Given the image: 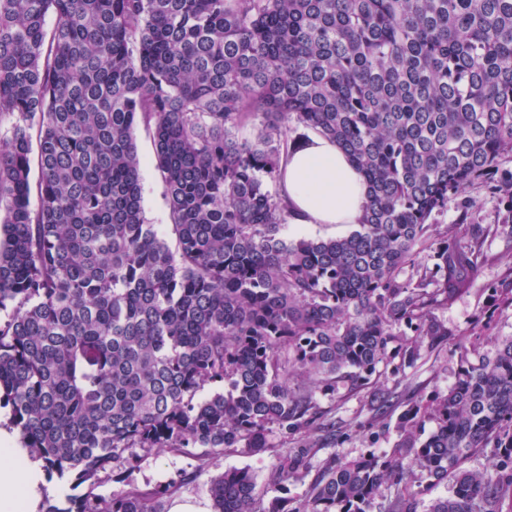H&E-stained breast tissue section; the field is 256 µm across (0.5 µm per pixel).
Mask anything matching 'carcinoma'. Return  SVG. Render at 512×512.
Wrapping results in <instances>:
<instances>
[{
    "instance_id": "obj_1",
    "label": "carcinoma",
    "mask_w": 512,
    "mask_h": 512,
    "mask_svg": "<svg viewBox=\"0 0 512 512\" xmlns=\"http://www.w3.org/2000/svg\"><path fill=\"white\" fill-rule=\"evenodd\" d=\"M141 124L172 246L145 216ZM309 131L369 188L341 238L283 234L275 184ZM509 155L512 0H0V408L48 474L84 487L40 512H163L167 486L97 493L151 448L260 450L271 425L338 441L316 392L365 386L397 325L441 335L432 309L469 289L477 254L432 239L433 216L489 179L512 214ZM463 361L447 394L406 399L386 450L312 478L317 441L282 449L270 486L308 483L295 507L261 506L232 468L213 512H374L390 489L386 512H416L448 482L429 512H503L512 339ZM393 399L376 391L374 417ZM490 445L492 471L466 467Z\"/></svg>"
}]
</instances>
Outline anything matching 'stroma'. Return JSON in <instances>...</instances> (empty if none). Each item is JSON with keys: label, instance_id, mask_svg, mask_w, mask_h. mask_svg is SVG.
<instances>
[{"label": "stroma", "instance_id": "stroma-1", "mask_svg": "<svg viewBox=\"0 0 512 512\" xmlns=\"http://www.w3.org/2000/svg\"><path fill=\"white\" fill-rule=\"evenodd\" d=\"M142 162L143 206L149 221L167 231L170 222L165 185L154 166V144L145 127L136 130ZM508 215L496 182H475L460 198L450 201L448 210L436 214L435 223L454 228L462 243L475 245L479 271L471 288L450 304L435 310L433 321L443 331L438 343L423 341L415 365L404 364L397 351H390L370 385L350 390L340 383L332 395H318L319 405L343 431L339 442L325 444L312 460L321 468L333 455L356 458L373 448L391 447L396 439L397 419L403 405H396L383 421L373 422L371 395L378 388L399 393L420 391L444 393L454 384L463 351L491 356L498 341L512 338V234L505 230ZM304 433L271 428L268 446L262 451L234 448L217 457H187L164 449L142 455L137 468L124 482L103 484L101 494L121 495L131 488L142 490L169 485L168 500L186 498L210 506L209 485L225 468L246 467L258 485H265L282 448L300 447Z\"/></svg>", "mask_w": 512, "mask_h": 512}]
</instances>
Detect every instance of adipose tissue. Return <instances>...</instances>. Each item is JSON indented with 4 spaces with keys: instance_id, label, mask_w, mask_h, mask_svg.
Returning a JSON list of instances; mask_svg holds the SVG:
<instances>
[{
    "instance_id": "1",
    "label": "adipose tissue",
    "mask_w": 512,
    "mask_h": 512,
    "mask_svg": "<svg viewBox=\"0 0 512 512\" xmlns=\"http://www.w3.org/2000/svg\"><path fill=\"white\" fill-rule=\"evenodd\" d=\"M281 189L289 223L301 227L353 229L367 201L361 171L336 142L317 133L289 155ZM45 486L41 462L18 448L13 429L0 427V512H38Z\"/></svg>"
}]
</instances>
